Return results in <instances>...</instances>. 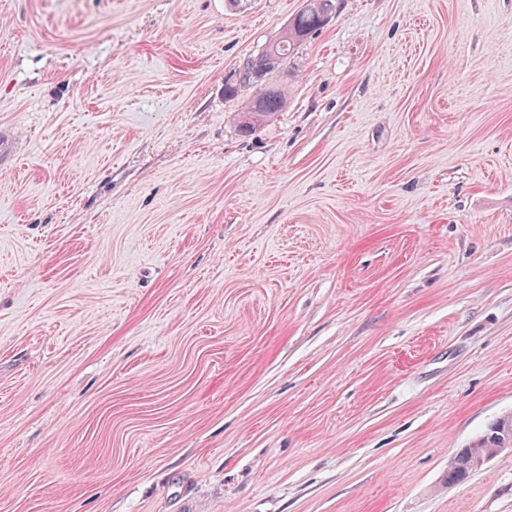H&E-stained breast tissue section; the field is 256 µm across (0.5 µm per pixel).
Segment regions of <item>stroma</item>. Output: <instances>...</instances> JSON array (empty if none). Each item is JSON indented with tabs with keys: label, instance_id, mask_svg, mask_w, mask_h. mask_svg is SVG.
Segmentation results:
<instances>
[{
	"label": "stroma",
	"instance_id": "obj_1",
	"mask_svg": "<svg viewBox=\"0 0 512 512\" xmlns=\"http://www.w3.org/2000/svg\"><path fill=\"white\" fill-rule=\"evenodd\" d=\"M0 0V512H512V0ZM339 0H305L304 5L293 17L288 27L283 30L278 39L268 44L258 55L248 58L239 69L242 76L240 84L225 88V93L237 95L240 88H257L252 98L248 99L241 113L242 127L247 131L263 119L278 112L284 105L286 95L282 86L270 82L269 76L288 59L291 47L319 30L324 24V14L338 7ZM262 76L260 83L254 84L251 73ZM473 448H494L484 460H478L482 465L489 461L498 451L512 448V413L497 417L488 424L485 431L471 441L465 448H461L448 463V473L445 481L448 485H457L467 481L475 472L466 463V454L471 456Z\"/></svg>",
	"mask_w": 512,
	"mask_h": 512
}]
</instances>
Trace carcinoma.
Listing matches in <instances>:
<instances>
[{"mask_svg": "<svg viewBox=\"0 0 512 512\" xmlns=\"http://www.w3.org/2000/svg\"><path fill=\"white\" fill-rule=\"evenodd\" d=\"M338 6V0H304V5L293 17L278 39L268 44L258 55L248 58L240 68L239 86L225 88L235 96L240 88L255 87L241 115L242 127L249 130L255 124L279 111L286 99L283 87L270 82V75L286 62L291 47L307 38L322 26L324 14ZM475 448H512V413L500 416L488 424L485 431L460 449L448 463L445 481L457 485L467 481L475 470L466 463V455Z\"/></svg>", "mask_w": 512, "mask_h": 512, "instance_id": "cac0c4a2", "label": "carcinoma"}]
</instances>
